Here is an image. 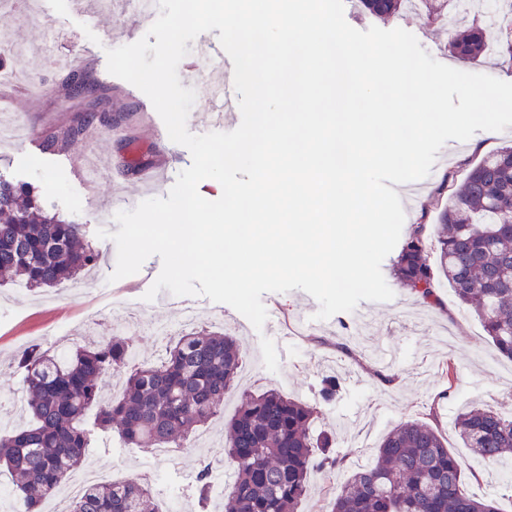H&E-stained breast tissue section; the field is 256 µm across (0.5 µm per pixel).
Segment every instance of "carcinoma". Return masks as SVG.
Here are the masks:
<instances>
[{
    "mask_svg": "<svg viewBox=\"0 0 512 512\" xmlns=\"http://www.w3.org/2000/svg\"><path fill=\"white\" fill-rule=\"evenodd\" d=\"M408 0H360L383 21L402 18ZM488 28L448 27V51L464 64L492 57ZM59 91L69 100L94 102L100 88L83 69L67 72ZM104 123L84 112L73 125L41 134L44 149L74 145ZM436 223H428L430 212ZM437 259L426 252L429 237ZM99 252L77 224L44 210L33 188L0 179V279L27 288H53L88 276ZM392 272L427 308L441 305L442 280L460 305L473 309L497 354L512 360V144L489 152L461 181L449 175L401 242ZM128 341L103 336L91 346L55 353L21 352L26 423L0 435V466L17 481L23 512L42 503L86 462L98 432L117 434L130 450L179 447L224 410L243 361L242 348L223 332L190 331L170 341L159 366L129 368ZM106 376L122 379L117 398L102 394ZM318 408L270 389L245 397L224 426V456L234 470L224 489V512H298L310 473L337 471L345 459L317 439ZM454 430L484 467L512 466V419L472 404ZM474 467L448 448L438 406L420 419L398 423L375 450L370 467L352 470L330 500V512H499L493 499L466 490ZM69 512H158L152 490L137 481L90 485Z\"/></svg>",
    "mask_w": 512,
    "mask_h": 512,
    "instance_id": "carcinoma-1",
    "label": "carcinoma"
}]
</instances>
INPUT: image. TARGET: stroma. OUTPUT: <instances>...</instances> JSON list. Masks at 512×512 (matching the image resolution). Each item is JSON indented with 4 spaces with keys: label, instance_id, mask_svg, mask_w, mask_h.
Instances as JSON below:
<instances>
[{
    "label": "stroma",
    "instance_id": "obj_1",
    "mask_svg": "<svg viewBox=\"0 0 512 512\" xmlns=\"http://www.w3.org/2000/svg\"><path fill=\"white\" fill-rule=\"evenodd\" d=\"M72 0H47L44 19L57 37L56 51L83 54L90 77L104 86L108 100L102 112L111 114L112 124L103 128V159L112 170L110 184L100 192L97 207H90L81 173L71 169L66 151H47L40 146H0V177L33 186L46 208L62 219L80 225L86 240L100 253L83 292L68 285L33 288L17 296L11 284H0V417H11L13 397L20 393L22 371L18 354L29 345L55 347L59 339L82 341V326L98 318L102 336L118 335L132 344L130 365L158 363L164 360L168 337L158 335L157 326H169L173 334L183 327L179 313L160 301H144L162 269L159 256L149 257L134 275L111 281L115 266L110 250L111 233L118 231L115 221L100 222L96 211L116 213L125 209L128 199L138 197L141 182L148 172L164 169L178 173L192 162L189 150L166 138V128L149 98L128 82L107 70L106 51L142 38L147 26H136L126 16L91 15L73 10ZM413 33L421 48L434 59L455 66L448 52V36L431 8L420 6L402 23ZM6 37L23 46L24 59H12L11 68L34 70L44 87L34 100L18 96L11 85H0V108L25 114L29 128L41 132L54 125L69 123L79 116L77 102L56 92L65 75L64 68L39 63L38 53L43 30L30 18L6 30ZM506 134L477 131L462 142L448 162L433 168L429 184L437 186L445 174L462 178L467 163H473L506 141ZM107 230L99 238L98 230ZM392 258H385L382 273L394 292L391 301L374 306L364 317L339 313L326 320L324 327L307 325L305 306L308 295L294 289L286 293H265V307L275 308L288 326L278 327L284 337L278 345L279 369L265 368L260 335L241 326V314L225 307L223 315H214L213 302L197 297L198 329L225 331L235 336L244 353L236 387L224 398V411L201 428L210 439L208 453L215 467L224 465V425L240 406L243 394L279 390L287 397L317 404L320 414L315 432L334 431L339 437L336 454L344 456L346 469L370 465L373 450L397 422L428 413L438 404L441 427L448 446L463 459H470L454 433L453 421L472 400H480L512 416V404L504 392L512 389V361L495 356L476 313L461 307L451 288H443L441 309L431 311L428 322H420L419 304L410 292L391 279ZM308 327L307 335L297 330ZM347 343L350 353L336 350V343ZM395 349L397 360L380 366L377 345ZM458 370V380L446 386L441 372L446 363ZM385 369L396 381L387 384L373 377L375 369ZM338 378L335 398L318 399L324 378ZM200 453L193 448L171 449L169 456H157L155 449L135 451L124 448L117 438L95 436L88 450V461L107 468L116 480L138 481L150 486L157 495L160 512H220L223 497L217 491L201 495L196 475ZM470 492L495 497L501 512H512V471L502 468L482 471L479 479L467 482Z\"/></svg>",
    "mask_w": 512,
    "mask_h": 512
}]
</instances>
